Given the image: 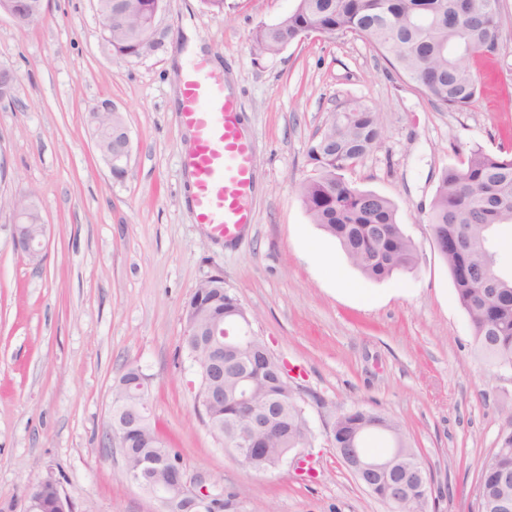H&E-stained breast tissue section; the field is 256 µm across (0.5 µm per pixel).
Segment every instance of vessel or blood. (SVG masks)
<instances>
[{
    "label": "vessel or blood",
    "instance_id": "b4317fda",
    "mask_svg": "<svg viewBox=\"0 0 512 512\" xmlns=\"http://www.w3.org/2000/svg\"><path fill=\"white\" fill-rule=\"evenodd\" d=\"M181 114L193 134L187 161L194 179L192 203L201 224L215 225L225 238L253 220L240 200L253 175V146L238 130L239 103L221 83L192 78L179 91Z\"/></svg>",
    "mask_w": 512,
    "mask_h": 512
}]
</instances>
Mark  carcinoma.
Returning a JSON list of instances; mask_svg holds the SVG:
<instances>
[{"label":"carcinoma","mask_w":512,"mask_h":512,"mask_svg":"<svg viewBox=\"0 0 512 512\" xmlns=\"http://www.w3.org/2000/svg\"><path fill=\"white\" fill-rule=\"evenodd\" d=\"M163 0H122L127 6L123 24L112 27V55L127 59L147 48V21ZM294 9L273 24L256 27L250 37L257 56L275 55L294 39L311 33L329 36L355 34L371 43L394 69L414 83L432 101L450 111L468 109L481 93L471 60L499 56L501 0H295ZM379 111L358 99L342 102L327 114L320 135L308 151L311 174L297 186V194L312 223L319 225L343 247L350 263L372 280L381 281L415 268L417 249L397 221V207L374 191L352 186L344 173L373 152L380 140ZM429 223L444 242L438 253L451 277L455 296L466 312L476 346L494 367L512 370V276L498 266L494 246L497 230L512 225V147L496 153L480 145L469 148L458 166L445 169L433 198ZM467 227L469 243L462 252L445 245L459 229ZM468 268V275L459 268ZM237 298L222 287L208 289L204 298L194 293L185 306L197 312L199 335L185 338L190 352L206 340L209 326L222 321L231 326L242 317L236 313ZM241 371L224 368V400L205 412L211 433L234 446L237 433L248 428V417L238 403L240 375L255 389L254 407L272 402L279 406L278 432L268 449L250 469L265 473L279 467L281 456L310 444L312 433L301 405L288 385L275 377V364L262 362L258 352L242 353ZM139 368H128L120 381L125 392L115 393L128 409L150 404V394L134 391L131 383ZM335 447H347L357 438L366 456H387L398 445L405 450L403 468L426 473L401 426L392 418L355 406L335 418ZM127 447L134 455L129 467L142 456L173 453L175 449L148 419L130 427ZM512 473V451L498 456L481 471L478 512H496V500L512 494L498 475Z\"/></svg>","instance_id":"carcinoma-1"}]
</instances>
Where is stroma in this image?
I'll use <instances>...</instances> for the list:
<instances>
[{
	"label": "stroma",
	"instance_id": "1",
	"mask_svg": "<svg viewBox=\"0 0 512 512\" xmlns=\"http://www.w3.org/2000/svg\"><path fill=\"white\" fill-rule=\"evenodd\" d=\"M295 0H164L158 46L119 59L102 46L94 0H48L36 23L0 16V65L17 71L0 102V512L57 480L76 512H160L107 447L112 392L130 366L149 378L152 420L189 477L236 493L235 512H388L342 462L327 431L360 405L402 424L421 455L429 512H477L483 465L512 432V371L489 366L454 295L428 222L442 171L473 144H512V71L474 60L485 91L467 110L431 101L357 36L312 34L259 57L250 34ZM192 26L232 82L254 145L241 201L253 224L227 240L197 223L181 118L182 30ZM380 110L376 150L346 172L397 206L413 272L368 280L296 195L307 151L338 102ZM110 101L131 138L127 177L94 150L88 110ZM37 196L48 224L33 265L12 242L13 203ZM218 274L253 331L288 369L312 429L313 473L259 474L225 451L196 401L182 309Z\"/></svg>",
	"mask_w": 512,
	"mask_h": 512
}]
</instances>
